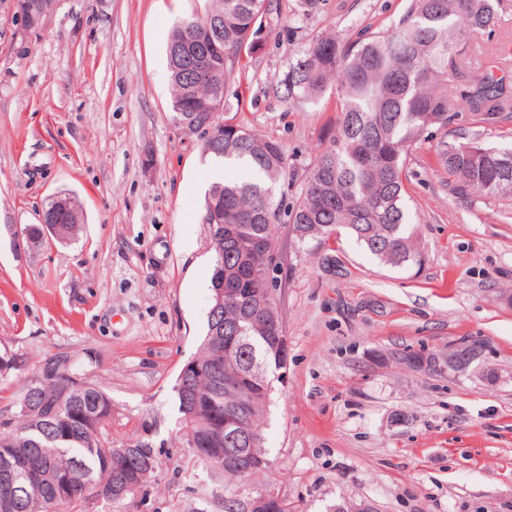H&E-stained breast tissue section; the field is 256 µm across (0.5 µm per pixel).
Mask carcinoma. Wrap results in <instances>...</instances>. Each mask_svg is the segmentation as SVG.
Wrapping results in <instances>:
<instances>
[{
    "instance_id": "obj_1",
    "label": "carcinoma",
    "mask_w": 512,
    "mask_h": 512,
    "mask_svg": "<svg viewBox=\"0 0 512 512\" xmlns=\"http://www.w3.org/2000/svg\"><path fill=\"white\" fill-rule=\"evenodd\" d=\"M497 0H409L391 30L364 32L343 43L332 28L317 34L280 80L287 100H313L334 84L341 116L330 143L305 171L301 196L292 206L291 233L299 242L329 239L331 232L354 238L380 263L392 268L417 264L421 252L417 225L405 201L406 159L429 130L448 131L455 117L468 112L486 128L512 119V68L508 56L496 69L478 71L461 45L494 24ZM266 0H211L202 15L188 23L210 27L213 43L224 49V66L204 81L198 69L205 48L190 41L187 23L178 21L167 46L172 84V118L187 114L199 125L219 129L211 157L240 161L267 182L215 181L204 202L202 220L209 225L215 262L211 288L230 294L213 305L199 346L198 368L181 371L175 384L179 424L195 441L211 436V419L202 401L249 405L247 427H262L270 373L284 368L272 348L275 327L283 321L274 299L253 278V260L240 246L249 235L275 246L273 215L282 209L273 185L286 176L280 144L264 139L222 117L228 85L251 47ZM503 72L499 76L496 71ZM436 155L456 181L455 190L490 198H512V149L494 146L479 133L462 141L437 143ZM236 338L225 366L259 381L241 395L228 397L210 374L216 332ZM71 375L83 377L70 388ZM27 406L10 402L8 421L0 424V512H81L88 482L98 483L102 463L112 461V398L76 366L72 356L47 353L24 378ZM137 481L146 483L158 463L155 449L138 442L124 449ZM252 448L239 450L240 469L213 476L240 481L261 472L250 464ZM72 479V492L59 496L54 479Z\"/></svg>"
}]
</instances>
